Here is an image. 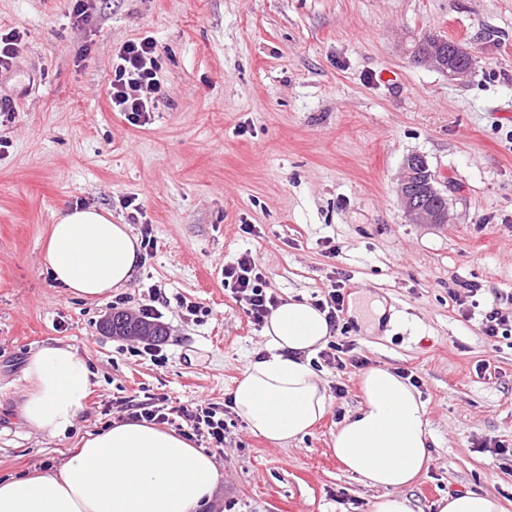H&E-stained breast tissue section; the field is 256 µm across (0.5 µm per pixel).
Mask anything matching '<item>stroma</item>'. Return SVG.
Segmentation results:
<instances>
[{
	"label": "stroma",
	"instance_id": "35a3bbf8",
	"mask_svg": "<svg viewBox=\"0 0 512 512\" xmlns=\"http://www.w3.org/2000/svg\"><path fill=\"white\" fill-rule=\"evenodd\" d=\"M70 8L0 0V31L22 34L0 70V479L63 465L124 400L227 404L267 343L224 286L225 265L249 252L282 300L321 299L342 271L343 321L369 366L419 377L430 448L404 491L413 512L466 491L512 512V461L480 448H512V338L490 346L448 295L458 282L482 304L512 295V0H93L80 25ZM428 34L477 50L469 82L413 61ZM144 37L161 92L136 124L108 88L121 46ZM413 154L448 188V223L406 219L397 184ZM78 206L152 227L153 249L102 300L45 269L56 213ZM155 290L161 364L100 330ZM50 340L93 373L75 427L53 439L18 417L25 362ZM311 361L325 417L278 445L226 413L223 478L199 512H370L377 490L331 449L362 371Z\"/></svg>",
	"mask_w": 512,
	"mask_h": 512
}]
</instances>
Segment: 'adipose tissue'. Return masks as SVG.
Returning <instances> with one entry per match:
<instances>
[{"mask_svg": "<svg viewBox=\"0 0 512 512\" xmlns=\"http://www.w3.org/2000/svg\"><path fill=\"white\" fill-rule=\"evenodd\" d=\"M142 261L128 225L96 208L61 210L44 262L54 283L97 299L128 283ZM266 354L231 392L232 409L254 434L281 444L297 440L327 412L325 383L310 356L330 334L326 315L287 298L269 316ZM19 416L55 438L74 427L93 386L87 361L53 340L23 368ZM359 408L332 441L347 472L379 495L371 512H412L403 491L425 468L429 435L419 392L396 371L371 367L361 376ZM213 457L187 437L146 422L116 421L86 434L60 468L0 479V512H197L217 488Z\"/></svg>", "mask_w": 512, "mask_h": 512, "instance_id": "adipose-tissue-1", "label": "adipose tissue"}]
</instances>
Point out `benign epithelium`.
I'll return each mask as SVG.
<instances>
[{
	"label": "benign epithelium",
	"mask_w": 512,
	"mask_h": 512,
	"mask_svg": "<svg viewBox=\"0 0 512 512\" xmlns=\"http://www.w3.org/2000/svg\"><path fill=\"white\" fill-rule=\"evenodd\" d=\"M428 40L425 50L416 54V62L425 63L459 83L471 77L476 61V52L472 47L456 41L445 49L441 38L432 35ZM418 187L429 197L443 195V190L438 187V178L430 170L425 157L414 154L405 160L398 186L406 218L411 224L446 223L449 210H438L427 205L424 198L417 197L415 189Z\"/></svg>",
	"instance_id": "1"
}]
</instances>
